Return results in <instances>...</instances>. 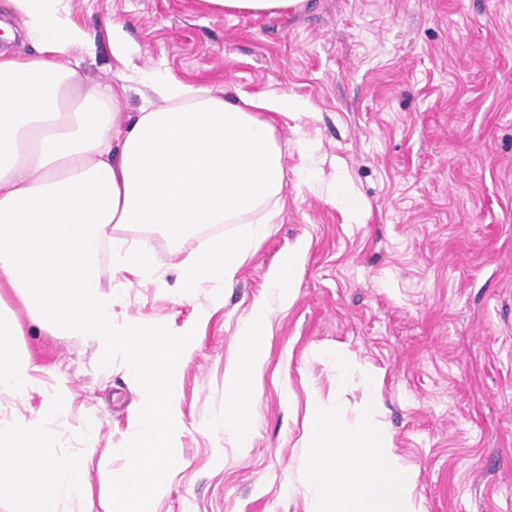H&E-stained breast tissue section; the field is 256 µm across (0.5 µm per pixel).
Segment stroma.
Wrapping results in <instances>:
<instances>
[{
    "label": "stroma",
    "instance_id": "obj_1",
    "mask_svg": "<svg viewBox=\"0 0 512 512\" xmlns=\"http://www.w3.org/2000/svg\"><path fill=\"white\" fill-rule=\"evenodd\" d=\"M95 41L70 62L86 82H119L128 66L213 88L226 102L277 90L306 115L280 116L285 186L279 214L214 298L180 289L192 241L145 228L163 273L126 285L100 258L116 325L136 318L196 336L182 361L174 462L137 500L114 493L141 429L138 381L121 351L36 323L15 341L32 389L0 396V422L42 421L48 453L81 452L97 435L91 502L59 512H308L303 468L312 397L339 402L349 423L378 379L377 419L417 473L425 512H512V0H309L296 15L227 17L198 0H65ZM118 23L133 53L112 55ZM343 191L352 207L334 202ZM309 247L296 297L280 305L270 276L299 240ZM271 309L256 377L251 447L224 425L225 373L255 301ZM354 368L344 387L323 351ZM58 413L45 416L50 404Z\"/></svg>",
    "mask_w": 512,
    "mask_h": 512
}]
</instances>
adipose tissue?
<instances>
[{
  "label": "adipose tissue",
  "mask_w": 512,
  "mask_h": 512,
  "mask_svg": "<svg viewBox=\"0 0 512 512\" xmlns=\"http://www.w3.org/2000/svg\"><path fill=\"white\" fill-rule=\"evenodd\" d=\"M209 10L254 18L304 10L306 0H201ZM32 42L30 54L0 51V288H10L37 322L98 342L104 352L127 354L139 382L143 426L131 466L112 477L124 495H138L161 466L178 423L177 384L184 348L195 334L177 337L132 319L115 327L111 294L101 289L100 250L140 282L160 280L149 241L128 244L123 227L159 229L176 240L202 227L235 224L264 210L251 225L260 242L276 217L268 202L285 185L273 118L307 111L296 97L272 90L228 104L209 87L135 71L153 101L123 115L129 85H91L66 63L78 48L92 49L84 29L62 16L61 0H0ZM249 253L233 240L200 243L182 270V286L233 284ZM270 309L255 302L238 331L239 358L225 375L224 424L239 447L251 445L254 379L266 361ZM23 324L0 300V395L21 397L34 384L18 354ZM40 423L0 424V490L13 492L20 512H57L53 493L88 492L77 457L47 454Z\"/></svg>",
  "instance_id": "ef3b65f1"
}]
</instances>
